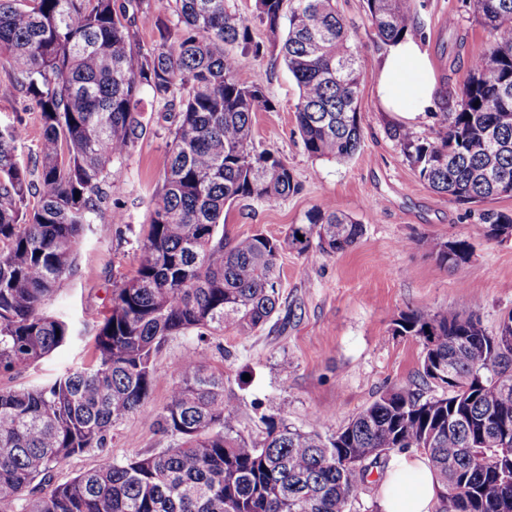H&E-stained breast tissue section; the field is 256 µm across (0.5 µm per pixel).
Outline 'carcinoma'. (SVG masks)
I'll return each instance as SVG.
<instances>
[{"instance_id": "1", "label": "carcinoma", "mask_w": 512, "mask_h": 512, "mask_svg": "<svg viewBox=\"0 0 512 512\" xmlns=\"http://www.w3.org/2000/svg\"><path fill=\"white\" fill-rule=\"evenodd\" d=\"M365 7L383 44L420 36L415 0ZM173 12L175 22L153 17L150 0H0V69L36 102L40 124L32 167L17 158L25 117L0 128V371L71 343L70 324L44 305L76 272L81 237L110 200L112 164L142 127V93L172 118L139 265L112 290L92 362L43 385L0 389V512H349L370 467L410 448L437 474L438 512H512V313L490 335L477 299L466 311L412 310L395 322L394 334L422 346V382L442 395L386 390L332 435L269 417L262 440L242 436L224 373L197 349L175 368L166 403L148 405L154 358L169 338L253 335L279 311L284 250L337 254L364 234L359 220L321 204L282 239L224 236L225 206L277 205L298 184L282 157L253 143V114L275 104L263 83L242 78L243 60L264 54L248 18L229 0H174ZM254 14L297 83L307 155L353 158L361 68L336 0H255ZM473 14L490 42L453 111L424 138L391 129L420 181L459 203L512 196V0H473ZM138 16L154 20L150 47ZM483 224L490 240L512 238V214L488 211ZM426 247L453 270L473 255L466 240ZM135 414L172 444L123 461L103 456L52 483L59 466L104 447Z\"/></svg>"}]
</instances>
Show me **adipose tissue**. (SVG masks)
I'll use <instances>...</instances> for the list:
<instances>
[{
    "label": "adipose tissue",
    "mask_w": 512,
    "mask_h": 512,
    "mask_svg": "<svg viewBox=\"0 0 512 512\" xmlns=\"http://www.w3.org/2000/svg\"><path fill=\"white\" fill-rule=\"evenodd\" d=\"M384 111L411 121L433 111L439 90L425 49L413 38L386 47L376 87ZM439 482L427 459L419 454L397 457L380 483L383 512H433Z\"/></svg>",
    "instance_id": "ef3b65f1"
}]
</instances>
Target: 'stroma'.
Segmentation results:
<instances>
[{
    "instance_id": "1",
    "label": "stroma",
    "mask_w": 512,
    "mask_h": 512,
    "mask_svg": "<svg viewBox=\"0 0 512 512\" xmlns=\"http://www.w3.org/2000/svg\"><path fill=\"white\" fill-rule=\"evenodd\" d=\"M418 2L420 40L441 90L436 111L408 124L415 136L424 137L455 102L470 77L469 61L484 51L489 34L476 22L468 0ZM336 8L352 31L351 44L361 63L362 144L352 159L309 158L293 112L298 87L281 61L264 56L242 71L244 78L261 80L276 104L274 110L256 112L254 144L277 151L300 189L274 207L242 200L225 208V235L259 231L282 237L289 225L302 223L308 210L325 201L365 226L358 243L342 253L307 257L283 251L278 319L251 336L225 331L207 345V360L223 371L224 393L238 405L237 428L246 437L262 436L263 417L306 429L319 412L327 415L320 430L329 435L385 389L417 385L422 348L393 333L405 311L464 309L475 296L481 300L482 325L491 334L512 313V240H488L482 223L487 210L512 212V197L458 204L419 180L390 135L392 127L403 123L401 118L383 111L376 96L385 47L375 38L364 0H336ZM20 109L27 112V132L18 151L25 161L37 151L39 109L0 71V125L11 123ZM165 113L163 104L146 100L140 136L130 153L112 165L116 179L111 204L82 238L76 275L60 284L47 307L48 313L71 323L74 341L35 365L0 374V388L44 384L90 363L112 290L139 262L138 241L167 159ZM116 206L125 216L120 224L112 221ZM429 238L467 240L473 247L470 262L458 270L441 266L423 245ZM196 346L194 337L176 336L162 347L155 359L157 381L150 407L164 405L175 366ZM170 444V437L151 421L133 415L113 428L105 447L63 463L54 480L60 483L91 469L105 455L125 460Z\"/></svg>"
}]
</instances>
